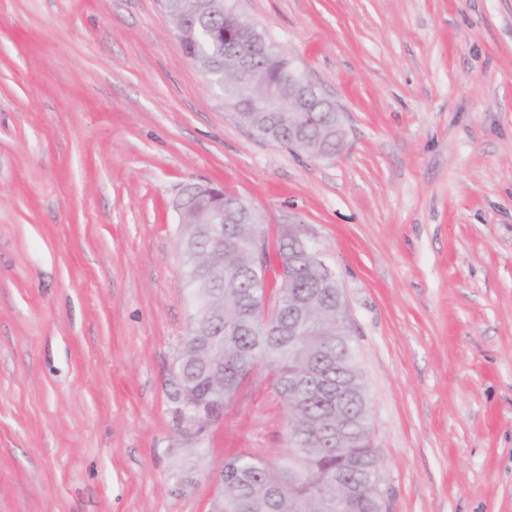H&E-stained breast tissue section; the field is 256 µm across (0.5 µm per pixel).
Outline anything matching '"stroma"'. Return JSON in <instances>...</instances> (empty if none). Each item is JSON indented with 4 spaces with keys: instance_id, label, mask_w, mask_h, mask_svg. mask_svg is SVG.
<instances>
[{
    "instance_id": "stroma-1",
    "label": "stroma",
    "mask_w": 512,
    "mask_h": 512,
    "mask_svg": "<svg viewBox=\"0 0 512 512\" xmlns=\"http://www.w3.org/2000/svg\"><path fill=\"white\" fill-rule=\"evenodd\" d=\"M341 114L257 137L160 0H0V512H219L287 447L264 372L178 420L184 185L301 225L339 279L390 512H512V0H235Z\"/></svg>"
}]
</instances>
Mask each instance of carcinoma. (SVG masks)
Returning <instances> with one entry per match:
<instances>
[{
    "label": "carcinoma",
    "mask_w": 512,
    "mask_h": 512,
    "mask_svg": "<svg viewBox=\"0 0 512 512\" xmlns=\"http://www.w3.org/2000/svg\"><path fill=\"white\" fill-rule=\"evenodd\" d=\"M198 16L201 28L184 34L181 46L208 79L223 77L224 69L238 58L237 48L213 33L224 32L238 14L231 0H179ZM290 58L281 53L262 62L265 78L275 81ZM196 242L186 286L200 288L203 313L191 318L182 342L178 365L181 385L192 388L196 403L209 421L238 395L261 366L272 376L273 387L288 410L287 443L273 456L256 449L238 452L224 460L221 472L222 512H336V474L360 464L370 472L381 466L378 448H351L345 437L329 447L300 448L295 434L313 438L336 431L355 414L346 402L337 408L336 389L365 387L356 361L355 337L323 333L336 327V296L321 287L323 271L311 264L286 278L281 259L292 250L293 240L277 235L264 240L263 266L250 273L254 255L248 250L258 226L224 225V243L216 261L210 250V225L194 221ZM319 310L317 322L303 336L288 335V322L302 306Z\"/></svg>",
    "instance_id": "cac0c4a2"
}]
</instances>
